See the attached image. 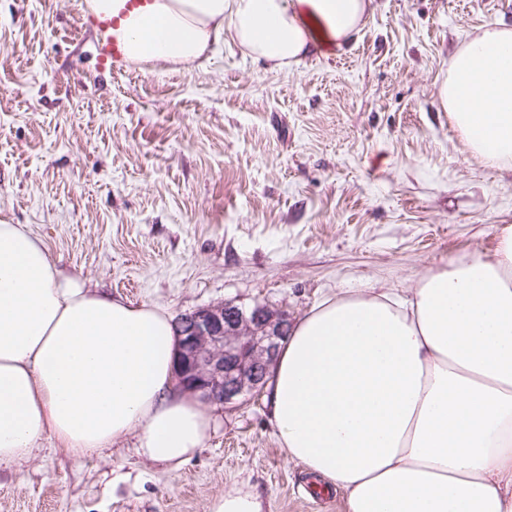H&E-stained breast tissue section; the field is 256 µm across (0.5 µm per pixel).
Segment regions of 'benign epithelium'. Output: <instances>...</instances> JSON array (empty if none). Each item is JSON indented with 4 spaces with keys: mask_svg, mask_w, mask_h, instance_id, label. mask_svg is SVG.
Listing matches in <instances>:
<instances>
[{
    "mask_svg": "<svg viewBox=\"0 0 512 512\" xmlns=\"http://www.w3.org/2000/svg\"><path fill=\"white\" fill-rule=\"evenodd\" d=\"M290 325L283 311L264 305L246 310L233 301L181 316L176 324L177 389L224 404L260 392Z\"/></svg>",
    "mask_w": 512,
    "mask_h": 512,
    "instance_id": "obj_1",
    "label": "benign epithelium"
}]
</instances>
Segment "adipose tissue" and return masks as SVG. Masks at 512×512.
Listing matches in <instances>:
<instances>
[{"instance_id":"obj_1","label":"adipose tissue","mask_w":512,"mask_h":512,"mask_svg":"<svg viewBox=\"0 0 512 512\" xmlns=\"http://www.w3.org/2000/svg\"><path fill=\"white\" fill-rule=\"evenodd\" d=\"M373 0H147L121 21L137 64L204 68L232 34L274 71L342 49ZM438 97L472 155L512 165V28L486 25ZM161 308L62 276L26 225L0 220V469L43 437L83 458L129 435L177 469L212 427L177 390ZM269 422L288 461L342 490L345 512H512V224L490 252L424 275L409 295H338L282 342Z\"/></svg>"}]
</instances>
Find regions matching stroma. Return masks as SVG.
<instances>
[{"mask_svg":"<svg viewBox=\"0 0 512 512\" xmlns=\"http://www.w3.org/2000/svg\"><path fill=\"white\" fill-rule=\"evenodd\" d=\"M512 0H374L342 52L273 72L225 37L193 73L97 62L85 0H0V220L28 225L86 291L172 318L228 300L298 322L341 293L415 288L512 224V165L473 157L437 89ZM180 469L136 437L81 459L43 439L0 469V512H207L238 485L266 512L317 498L265 393L212 405Z\"/></svg>","mask_w":512,"mask_h":512,"instance_id":"1","label":"stroma"}]
</instances>
